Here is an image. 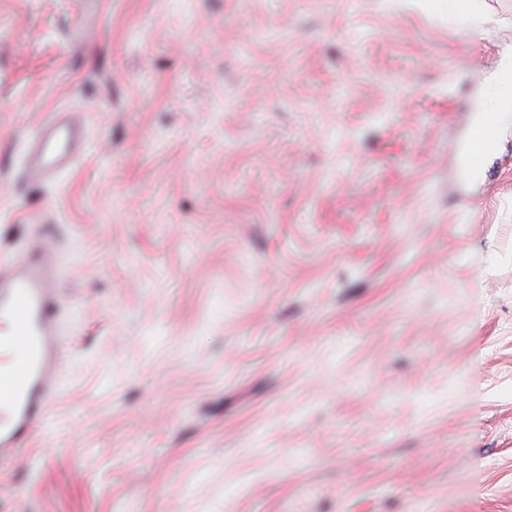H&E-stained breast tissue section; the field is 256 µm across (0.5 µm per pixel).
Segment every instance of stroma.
I'll list each match as a JSON object with an SVG mask.
<instances>
[{
    "label": "stroma",
    "mask_w": 512,
    "mask_h": 512,
    "mask_svg": "<svg viewBox=\"0 0 512 512\" xmlns=\"http://www.w3.org/2000/svg\"><path fill=\"white\" fill-rule=\"evenodd\" d=\"M427 0H0V263L69 346L0 512H512V50ZM71 111L59 181L23 145ZM505 62L493 78V86L482 94L475 109L473 128L486 123L503 125L512 123V50L504 54ZM479 139L488 144L494 142L491 125H485Z\"/></svg>",
    "instance_id": "stroma-1"
}]
</instances>
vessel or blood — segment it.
Listing matches in <instances>:
<instances>
[{"instance_id": "b4317fda", "label": "vessel or blood", "mask_w": 512, "mask_h": 512, "mask_svg": "<svg viewBox=\"0 0 512 512\" xmlns=\"http://www.w3.org/2000/svg\"><path fill=\"white\" fill-rule=\"evenodd\" d=\"M81 127L64 119L42 124L25 158L28 179L50 182L70 170L84 154ZM53 229L8 264L0 265V322L13 326L1 341L14 356L0 371V462L14 455L48 416L64 383L59 298L60 264L50 245Z\"/></svg>"}]
</instances>
